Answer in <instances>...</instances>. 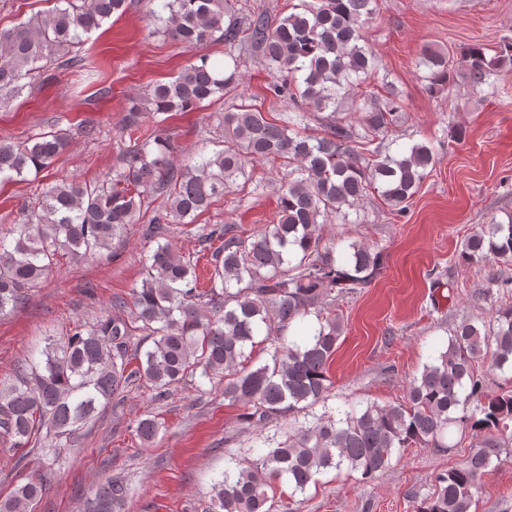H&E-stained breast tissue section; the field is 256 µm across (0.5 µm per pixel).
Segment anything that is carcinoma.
<instances>
[{
  "instance_id": "obj_1",
  "label": "carcinoma",
  "mask_w": 512,
  "mask_h": 512,
  "mask_svg": "<svg viewBox=\"0 0 512 512\" xmlns=\"http://www.w3.org/2000/svg\"><path fill=\"white\" fill-rule=\"evenodd\" d=\"M126 0H57V6L0 30V105L23 91L20 81L52 64L82 65L75 48ZM152 33L195 47L224 40V60L201 55L178 76L131 101L123 118L133 144L121 168L94 185L61 179L37 197L26 221L0 233V314L27 304L31 291L66 258L80 261L110 250L155 194L167 206L152 212L144 234L155 247L142 258L141 287L113 304L112 316L74 325L61 339L46 338L42 362H25L12 380L0 381V440L18 451L52 453L71 439L123 389L143 381L162 398L188 378L223 381L224 399L242 408L238 420L251 427L295 415L325 401L327 369L343 332L328 298L368 286L384 267L382 251L353 242L341 252L324 242L321 226L349 223L350 211L376 192L389 210L407 211L436 163L425 142L391 149L375 140L401 120L392 98L355 94L374 72L366 42L376 0H297L274 22L263 13L238 16L233 0H145ZM260 53L272 76L271 95L288 97V109L265 112L241 102L218 116L224 149H200L177 165L165 121L191 112L217 95L237 99L241 58L237 47ZM465 58L474 85L512 66V37L496 46L471 45ZM419 66L428 90L448 87V56L422 51ZM153 119V128L143 118ZM317 123L322 134L311 133ZM59 130L26 143L0 142V176L23 180L49 169L68 146ZM281 160L290 167L278 189V219L251 234L235 224L196 227L200 251L210 253L209 285L198 287V259L178 253L168 225L193 224L247 176L254 160ZM461 260L512 262V219L482 224L462 243ZM315 315L318 327L287 337L294 323ZM279 337L270 359L245 365L256 337ZM139 340H134V337ZM152 341L144 348L145 341ZM138 360L131 367L132 360ZM512 369V307L477 327L459 325L445 349L409 384L407 402H369L321 415L283 439H261L263 453L224 471L212 485L208 512H272L267 489L285 481L292 489L288 512L316 476L329 470L372 478L406 448H444L448 429L480 432L467 460L437 478L433 495L412 501V512H472L482 476L512 446V391L488 393L479 364ZM161 423L138 421L137 436L153 442ZM45 491L31 476L0 501V512H32ZM129 492L121 480L100 485L85 512H121Z\"/></svg>"
}]
</instances>
